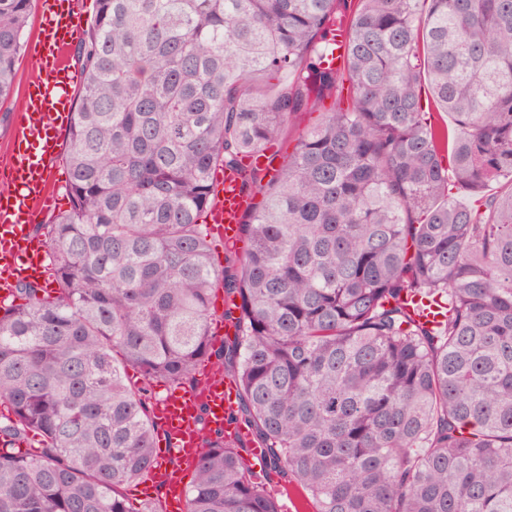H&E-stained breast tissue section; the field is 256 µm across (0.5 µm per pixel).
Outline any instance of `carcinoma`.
<instances>
[{"instance_id":"1","label":"carcinoma","mask_w":512,"mask_h":512,"mask_svg":"<svg viewBox=\"0 0 512 512\" xmlns=\"http://www.w3.org/2000/svg\"><path fill=\"white\" fill-rule=\"evenodd\" d=\"M340 4L94 0L69 208L37 225L55 288L0 303V512H163L123 489L156 464L154 384L194 387L204 361L312 512H512V190L482 195L512 177V0ZM33 6L0 0V104ZM313 112L279 168L242 165ZM218 169L261 196L221 268ZM218 286L239 329L219 347ZM28 434L34 453L6 447ZM242 452L202 435L187 512H280Z\"/></svg>"}]
</instances>
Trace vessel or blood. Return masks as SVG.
<instances>
[{"instance_id":"1","label":"vessel or blood","mask_w":512,"mask_h":512,"mask_svg":"<svg viewBox=\"0 0 512 512\" xmlns=\"http://www.w3.org/2000/svg\"><path fill=\"white\" fill-rule=\"evenodd\" d=\"M84 8V0H35L39 28L28 50L31 67L10 140L0 146L1 300L12 297L18 283L47 274L43 257L33 247L31 227L42 222L58 192L54 169L59 135L74 121L73 90L80 79L70 52ZM215 179L217 196L206 222L210 232L229 244L236 240L240 217L252 200L241 192L237 171H218ZM197 378L202 392L177 388L154 405L163 448L148 480L161 490L166 512H186L184 477L197 462L202 437L197 403H205L209 428L223 431L227 441L248 439L230 420L238 407L234 381L221 377L209 363L200 366Z\"/></svg>"}]
</instances>
